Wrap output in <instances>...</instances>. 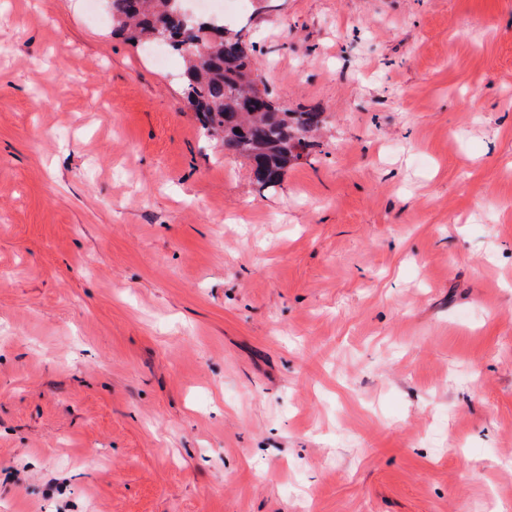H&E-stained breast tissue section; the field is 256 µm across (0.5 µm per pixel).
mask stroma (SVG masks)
Listing matches in <instances>:
<instances>
[{"mask_svg":"<svg viewBox=\"0 0 512 512\" xmlns=\"http://www.w3.org/2000/svg\"><path fill=\"white\" fill-rule=\"evenodd\" d=\"M265 191L104 0H0V512H512V0H248Z\"/></svg>","mask_w":512,"mask_h":512,"instance_id":"stroma-1","label":"stroma"}]
</instances>
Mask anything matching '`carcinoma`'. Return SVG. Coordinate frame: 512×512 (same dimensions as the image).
Listing matches in <instances>:
<instances>
[{
	"instance_id": "cac0c4a2",
	"label": "carcinoma",
	"mask_w": 512,
	"mask_h": 512,
	"mask_svg": "<svg viewBox=\"0 0 512 512\" xmlns=\"http://www.w3.org/2000/svg\"><path fill=\"white\" fill-rule=\"evenodd\" d=\"M112 27L136 43L164 36L184 62L183 90L202 129L224 154L245 159L262 190L278 186L293 161L313 146L321 112H290L275 106L253 77L255 52L245 28L232 30L203 17L187 38L182 0H106Z\"/></svg>"
}]
</instances>
